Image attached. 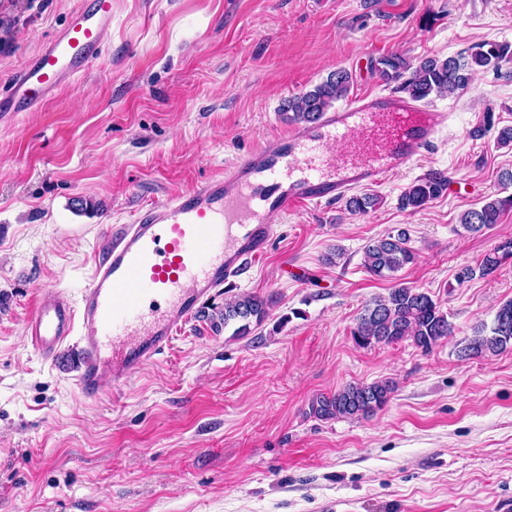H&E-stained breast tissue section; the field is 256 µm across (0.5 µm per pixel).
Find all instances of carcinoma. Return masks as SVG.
Masks as SVG:
<instances>
[{
  "label": "carcinoma",
  "instance_id": "cac0c4a2",
  "mask_svg": "<svg viewBox=\"0 0 512 512\" xmlns=\"http://www.w3.org/2000/svg\"><path fill=\"white\" fill-rule=\"evenodd\" d=\"M512 61V45L483 42L467 51L448 57H425L414 64L401 55L390 54L378 60V71L395 90L420 102L444 93L463 90L478 70L491 69L501 73L502 64ZM351 74L338 68L319 84L286 99L282 111L291 113L297 123L313 124L334 103L350 92ZM448 189V177L434 172L412 182L400 195L404 210L416 211ZM378 204V195L361 192L349 196L345 208L353 214H363ZM512 209V196L489 197L478 208L461 216V226L477 233L498 223L501 215ZM407 231L389 233L372 242L364 250V267L373 275L391 278L415 261L416 253L409 245ZM512 260V238L506 239L486 253L475 268L467 267L458 274L463 282L476 275L487 277ZM268 316V303L254 295H242L224 304V313L212 319L215 330L240 321L234 335L250 333V319L261 325ZM452 334L448 316L438 303L419 288L402 283L391 289L388 296L377 297L365 306L352 331L355 344L362 348L374 344L391 345L410 340L423 352H430L441 340ZM512 346V301L497 309L489 333L479 330L461 353L467 357L504 351ZM395 385L389 380L349 384L332 394H320L309 404L308 414L318 420L368 417L381 410L390 400Z\"/></svg>",
  "mask_w": 512,
  "mask_h": 512
}]
</instances>
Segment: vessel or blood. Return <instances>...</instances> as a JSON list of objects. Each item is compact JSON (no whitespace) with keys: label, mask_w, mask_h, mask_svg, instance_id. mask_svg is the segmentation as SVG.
<instances>
[{"label":"vessel or blood","mask_w":512,"mask_h":512,"mask_svg":"<svg viewBox=\"0 0 512 512\" xmlns=\"http://www.w3.org/2000/svg\"><path fill=\"white\" fill-rule=\"evenodd\" d=\"M112 0H84L65 28L16 72L0 95V120L37 110L101 57ZM442 119L395 93H363L238 157L223 173L141 210L112 233L79 300H36L26 320L32 349L78 353L75 386L121 397L162 355L200 301L249 271L268 250L276 217L319 207L382 183L434 148Z\"/></svg>","instance_id":"b4317fda"}]
</instances>
